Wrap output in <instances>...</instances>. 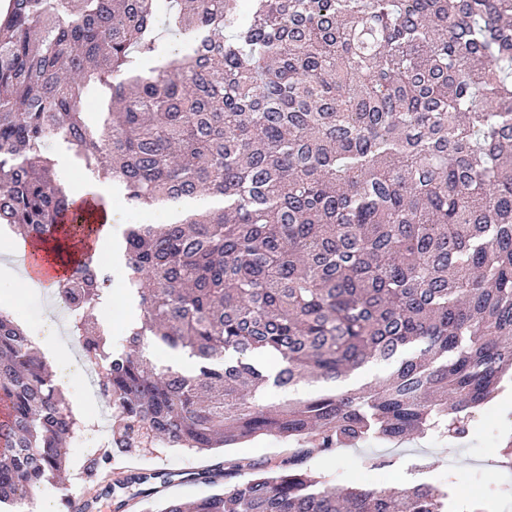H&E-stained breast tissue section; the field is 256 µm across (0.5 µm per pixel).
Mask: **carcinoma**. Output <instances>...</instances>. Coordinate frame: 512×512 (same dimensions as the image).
I'll return each mask as SVG.
<instances>
[{
  "label": "carcinoma",
  "mask_w": 512,
  "mask_h": 512,
  "mask_svg": "<svg viewBox=\"0 0 512 512\" xmlns=\"http://www.w3.org/2000/svg\"><path fill=\"white\" fill-rule=\"evenodd\" d=\"M177 2L189 51L147 71L156 0H10L0 18V221L20 238L61 253L82 231L76 214L62 222L73 201L43 152L54 129L137 207L220 202L124 234L140 310L126 345L91 316L108 293L93 255L59 284L117 403L113 451L299 444L150 512H448L432 484L337 489L304 463L366 439L463 441L512 384V0ZM96 83L111 97L95 129L79 102ZM146 339L195 369L152 364ZM380 362L395 363L384 379L337 389ZM309 379L328 390L265 396ZM2 399L0 508L62 470L80 427L0 310ZM89 479L85 512L149 497L159 476L104 458Z\"/></svg>",
  "instance_id": "1"
}]
</instances>
